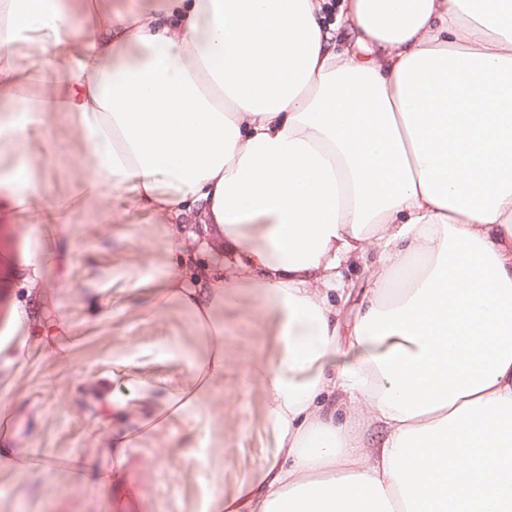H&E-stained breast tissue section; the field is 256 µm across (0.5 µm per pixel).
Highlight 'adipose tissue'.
<instances>
[{"label":"adipose tissue","instance_id":"1","mask_svg":"<svg viewBox=\"0 0 512 512\" xmlns=\"http://www.w3.org/2000/svg\"><path fill=\"white\" fill-rule=\"evenodd\" d=\"M321 2L0 0V158L57 119L82 147L0 207L70 223L47 178L82 165L98 223L220 257L157 281L210 352L115 448L196 410L251 294L274 449L206 512H512V0H341V32ZM343 274L346 279L354 283V288L351 289V297L343 309L344 321H347L353 319L359 306V301L369 284L367 275L360 268L347 267L343 270Z\"/></svg>","mask_w":512,"mask_h":512}]
</instances>
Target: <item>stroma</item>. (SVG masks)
<instances>
[{
  "instance_id": "1",
  "label": "stroma",
  "mask_w": 512,
  "mask_h": 512,
  "mask_svg": "<svg viewBox=\"0 0 512 512\" xmlns=\"http://www.w3.org/2000/svg\"><path fill=\"white\" fill-rule=\"evenodd\" d=\"M48 249L61 257L54 284L31 288L9 272ZM174 262L165 225L141 211L90 224L77 203L62 227L0 210V319L22 313L14 330L0 329V402L12 417L0 512H206L214 491L230 498L257 478L272 446L268 390L245 363L268 355L273 338L252 321L246 293L224 311V378L197 412L123 454L112 446L113 424L145 416L144 396L178 391L208 350L189 313H153L137 286ZM33 322L56 327L52 340L28 335Z\"/></svg>"
}]
</instances>
